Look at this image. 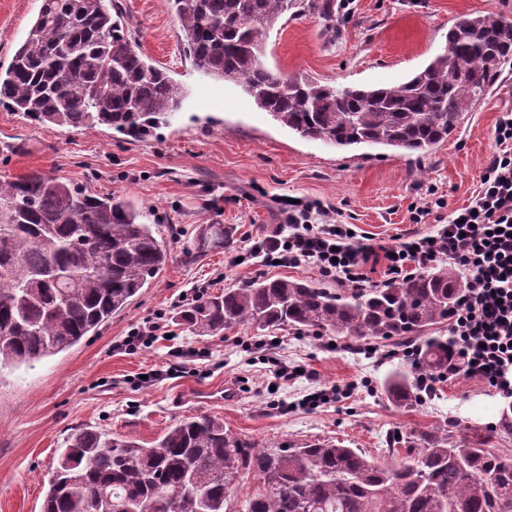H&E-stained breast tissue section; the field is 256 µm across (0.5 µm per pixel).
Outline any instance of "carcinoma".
Here are the masks:
<instances>
[{
	"label": "carcinoma",
	"mask_w": 512,
	"mask_h": 512,
	"mask_svg": "<svg viewBox=\"0 0 512 512\" xmlns=\"http://www.w3.org/2000/svg\"><path fill=\"white\" fill-rule=\"evenodd\" d=\"M199 71L239 86L257 109L305 140L339 149L383 146L424 154L448 139L512 58V22L461 15L443 52L398 85L321 84L266 67L270 31L298 0H167ZM115 0H42L27 39L0 72V104L39 123L107 126L142 138L182 102L179 85L139 50ZM122 196H98L42 172L0 176V369L77 345L124 310L168 263L154 225ZM461 291L456 270L365 292L301 280L256 279L181 312L200 336L226 330L329 331L362 342L406 339L445 320ZM441 336L418 362L448 366ZM398 406L417 401L403 371L385 381ZM405 455L379 464L336 443L275 448L237 437L224 420L184 418L144 447L80 429L68 439L42 512H228L241 481L262 486L245 512H512V455L448 430L397 438Z\"/></svg>",
	"instance_id": "obj_1"
}]
</instances>
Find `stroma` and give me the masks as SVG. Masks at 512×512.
I'll use <instances>...</instances> for the list:
<instances>
[{"label": "stroma", "instance_id": "35a3bbf8", "mask_svg": "<svg viewBox=\"0 0 512 512\" xmlns=\"http://www.w3.org/2000/svg\"><path fill=\"white\" fill-rule=\"evenodd\" d=\"M116 3L141 50L186 91L181 109L152 136L134 140L104 126L34 124L0 106V173L39 171L127 196L157 225L170 259L97 332L57 355L0 371V512H41L58 456L79 428L148 447L182 417L202 413L222 417L247 440L340 442L392 462L394 435L441 427L455 441L497 426L503 400L478 381H447L435 397L398 407L384 381L393 371H411L410 360L377 364L345 345L329 348L328 333L317 331L199 336L178 313L195 287L215 295L259 277L324 286L312 267L232 261L279 223L287 198L332 204L360 235L385 245L432 230V223L412 221L427 194L442 197L448 213L468 204L495 149L494 126L512 111V60L457 132L432 151L343 150L298 138L234 84L201 74L166 0ZM41 4L0 0V67L26 39ZM478 11L512 22V0H353L329 21L305 8L273 27L265 62L336 86L396 84L445 47L456 17ZM213 224L224 228L231 247L204 245ZM157 316L167 338L127 349L130 331ZM279 362L297 368V377L275 378ZM346 384L351 390L342 398L301 404L308 394Z\"/></svg>", "mask_w": 512, "mask_h": 512}]
</instances>
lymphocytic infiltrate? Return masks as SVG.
Segmentation results:
<instances>
[{"label": "lymphocytic infiltrate", "instance_id": "f902f5d3", "mask_svg": "<svg viewBox=\"0 0 512 512\" xmlns=\"http://www.w3.org/2000/svg\"><path fill=\"white\" fill-rule=\"evenodd\" d=\"M493 135L496 150L468 206L430 233L373 244L350 233L338 208L308 201L289 204L285 222L254 239L248 252L265 263L315 267L337 286L359 291L372 287L366 267L378 255L390 282L449 263L463 280L448 313L452 357L436 372L416 368L418 389L434 396L439 383L461 374L512 399V113L497 121Z\"/></svg>", "mask_w": 512, "mask_h": 512}]
</instances>
